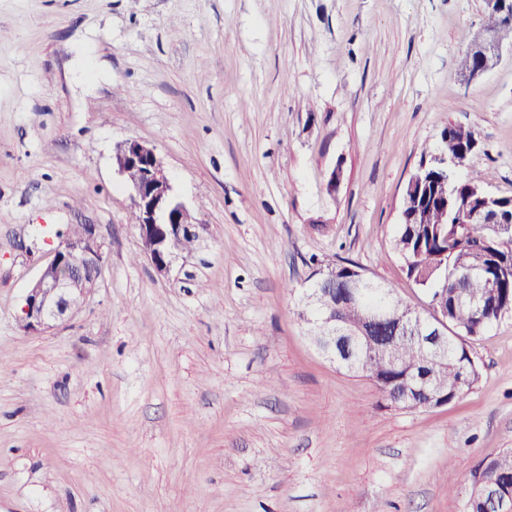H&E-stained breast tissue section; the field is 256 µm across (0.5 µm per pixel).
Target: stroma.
<instances>
[{
    "label": "stroma",
    "instance_id": "stroma-1",
    "mask_svg": "<svg viewBox=\"0 0 512 512\" xmlns=\"http://www.w3.org/2000/svg\"><path fill=\"white\" fill-rule=\"evenodd\" d=\"M483 0H0V512H465L512 449V314L455 404L386 403L299 318L339 255L427 310L394 248L403 190L448 125L457 175L512 196V48L470 81ZM161 158L205 222L157 271L117 146ZM341 167L335 194L326 183ZM107 258L29 334L56 235Z\"/></svg>",
    "mask_w": 512,
    "mask_h": 512
}]
</instances>
